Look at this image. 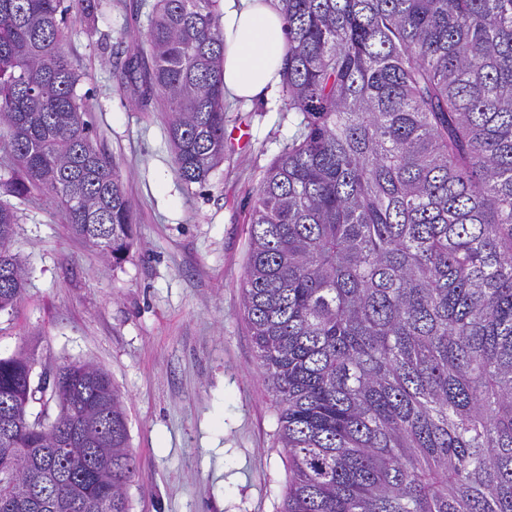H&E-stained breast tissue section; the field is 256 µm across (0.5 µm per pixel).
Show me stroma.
<instances>
[{
	"label": "stroma",
	"mask_w": 512,
	"mask_h": 512,
	"mask_svg": "<svg viewBox=\"0 0 512 512\" xmlns=\"http://www.w3.org/2000/svg\"><path fill=\"white\" fill-rule=\"evenodd\" d=\"M156 0H108L68 14L65 49L89 74L91 138L113 160L137 212L121 264L74 237L49 194L21 206L11 250L27 283L0 313V357L33 353L34 378L60 364L106 369L139 468L132 512H281L288 459L244 318L249 212L265 171L302 117L270 100L224 103V160L205 184L175 171L167 115L118 83ZM246 141L234 139L237 129Z\"/></svg>",
	"instance_id": "1"
}]
</instances>
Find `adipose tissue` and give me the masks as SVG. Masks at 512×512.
I'll return each instance as SVG.
<instances>
[{
    "label": "adipose tissue",
    "mask_w": 512,
    "mask_h": 512,
    "mask_svg": "<svg viewBox=\"0 0 512 512\" xmlns=\"http://www.w3.org/2000/svg\"><path fill=\"white\" fill-rule=\"evenodd\" d=\"M278 0H224V93L249 102L270 98L282 84L288 53Z\"/></svg>",
    "instance_id": "ef3b65f1"
}]
</instances>
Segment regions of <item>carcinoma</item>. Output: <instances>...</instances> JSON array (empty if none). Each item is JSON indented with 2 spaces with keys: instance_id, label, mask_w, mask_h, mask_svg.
Wrapping results in <instances>:
<instances>
[{
  "instance_id": "1",
  "label": "carcinoma",
  "mask_w": 512,
  "mask_h": 512,
  "mask_svg": "<svg viewBox=\"0 0 512 512\" xmlns=\"http://www.w3.org/2000/svg\"><path fill=\"white\" fill-rule=\"evenodd\" d=\"M64 0H0V185L51 195L128 256L137 222L93 146ZM284 107L303 130L249 215L243 306L278 411L283 512H512V0H280ZM217 0H157L125 66L168 114L176 171L224 158ZM0 202V312L25 273ZM0 358V512H131L110 374L35 385ZM59 408L44 423L31 404Z\"/></svg>"
}]
</instances>
